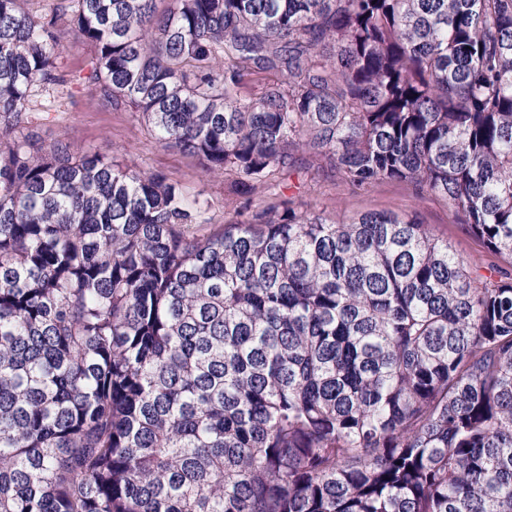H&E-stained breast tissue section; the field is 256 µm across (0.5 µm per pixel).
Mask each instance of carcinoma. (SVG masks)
Returning <instances> with one entry per match:
<instances>
[{"mask_svg": "<svg viewBox=\"0 0 512 512\" xmlns=\"http://www.w3.org/2000/svg\"><path fill=\"white\" fill-rule=\"evenodd\" d=\"M67 2L91 94L241 219L23 134L60 41L0 0V512H512V0ZM300 151L442 198L500 268L256 202Z\"/></svg>", "mask_w": 512, "mask_h": 512, "instance_id": "cac0c4a2", "label": "carcinoma"}]
</instances>
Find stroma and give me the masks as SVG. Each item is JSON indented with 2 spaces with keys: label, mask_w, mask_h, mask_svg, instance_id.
<instances>
[{
  "label": "stroma",
  "mask_w": 512,
  "mask_h": 512,
  "mask_svg": "<svg viewBox=\"0 0 512 512\" xmlns=\"http://www.w3.org/2000/svg\"><path fill=\"white\" fill-rule=\"evenodd\" d=\"M59 0H28L38 15H56L62 49L58 59L67 76L66 85L57 87L53 99L34 96L29 104L31 130L43 144L59 139L69 141L75 150L92 151L134 164L146 173L161 172L178 182L191 196L210 204V228L235 220L240 202L231 179L208 175L197 161L177 149L159 145L135 112H115L92 99L82 82L93 57L91 45L79 37L71 17L57 14ZM307 173L291 178L281 194L296 213L323 212L349 220L366 212H387L401 217L419 216L439 236L448 238L457 252L489 270L498 259L466 235L453 222L446 202L435 195L416 196L404 183L379 182L368 187L348 185L330 170L325 161L307 158Z\"/></svg>",
  "instance_id": "stroma-1"
}]
</instances>
